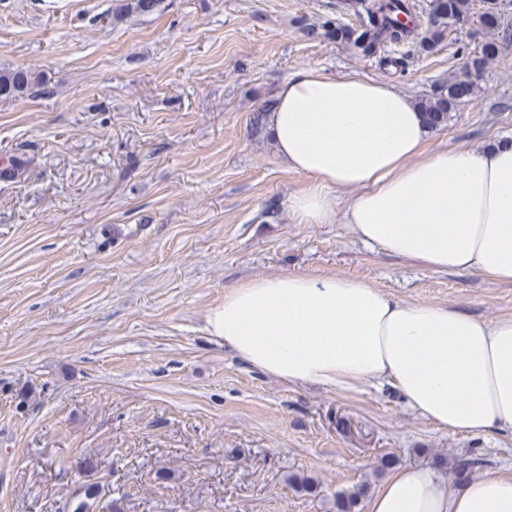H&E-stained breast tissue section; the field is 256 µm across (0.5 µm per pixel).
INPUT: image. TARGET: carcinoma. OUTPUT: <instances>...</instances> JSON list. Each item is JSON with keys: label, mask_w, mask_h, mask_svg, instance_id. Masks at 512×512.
I'll use <instances>...</instances> for the list:
<instances>
[{"label": "carcinoma", "mask_w": 512, "mask_h": 512, "mask_svg": "<svg viewBox=\"0 0 512 512\" xmlns=\"http://www.w3.org/2000/svg\"><path fill=\"white\" fill-rule=\"evenodd\" d=\"M159 0H124L115 8L116 13L135 12L150 14L155 11ZM343 9L353 11L358 17L355 25L326 21L319 25H302L306 35L344 43L364 58H377L392 66L398 73L403 72L405 62L411 55L406 50L399 58L385 56L387 49L412 44L425 50L436 42L444 30L463 27L472 17V0H439L428 16V28L423 33L415 32L408 0H341ZM500 0H483L481 21L486 30L494 33L501 26ZM497 45L484 44L481 55L473 56L464 44L457 47L455 54L462 60L461 71L448 79L432 97L420 102V108L433 127L448 121V112L457 102L470 96L474 90L476 74L485 68L488 60L495 56ZM40 76L27 67L0 69V98H20L39 85ZM364 487L336 495L335 512H358L359 500Z\"/></svg>", "instance_id": "1"}]
</instances>
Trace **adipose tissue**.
Listing matches in <instances>:
<instances>
[{"label":"adipose tissue","instance_id":"1","mask_svg":"<svg viewBox=\"0 0 512 512\" xmlns=\"http://www.w3.org/2000/svg\"><path fill=\"white\" fill-rule=\"evenodd\" d=\"M267 125L278 157L310 185L290 200L305 224L343 216L362 242L434 270L512 282V145L422 157V111L392 84L308 69L279 87ZM249 365L291 384L394 388L442 430H512V318L476 319L408 303L356 279L255 277L207 316ZM367 512H512V477L488 473L455 491L436 470L393 472Z\"/></svg>","mask_w":512,"mask_h":512}]
</instances>
